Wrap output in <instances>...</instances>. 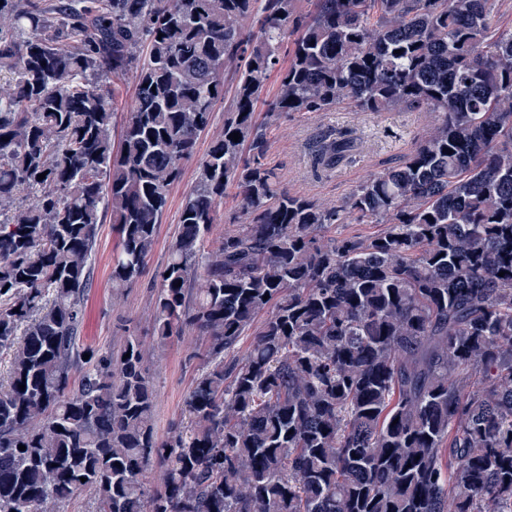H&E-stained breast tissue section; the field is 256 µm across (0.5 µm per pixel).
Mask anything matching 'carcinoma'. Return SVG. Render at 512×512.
<instances>
[{
    "instance_id": "1",
    "label": "carcinoma",
    "mask_w": 512,
    "mask_h": 512,
    "mask_svg": "<svg viewBox=\"0 0 512 512\" xmlns=\"http://www.w3.org/2000/svg\"><path fill=\"white\" fill-rule=\"evenodd\" d=\"M298 2L0 0V512H512V28L494 0ZM131 71L116 142L91 78ZM345 101L436 123L338 207L288 192L268 129ZM356 149L325 135L314 168ZM192 160L153 333L202 369L161 441L134 329L78 340L103 212L121 294ZM350 218L384 228L330 234ZM229 105V94L224 99V104H221L217 108V112H214V120L210 128L201 136L198 143V155L203 156L213 139L223 130L224 128V107L227 108Z\"/></svg>"
}]
</instances>
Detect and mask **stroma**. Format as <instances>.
Segmentation results:
<instances>
[{"instance_id": "35a3bbf8", "label": "stroma", "mask_w": 512, "mask_h": 512, "mask_svg": "<svg viewBox=\"0 0 512 512\" xmlns=\"http://www.w3.org/2000/svg\"><path fill=\"white\" fill-rule=\"evenodd\" d=\"M434 122L430 112H363L344 103L330 112H288L273 125L267 160L277 169L289 192L309 197L319 203L341 204L352 189L369 175L382 172L408 154L424 137ZM347 132L356 138L359 149L349 160L329 173L314 170L310 149L325 133ZM195 177L194 163L184 167L182 179L168 196L157 241L143 273L124 296L112 291V253L118 237L111 219H104L97 229L91 265V287L87 295L86 322L80 347L117 346L120 327L130 324L139 337L145 365L156 388V428L159 438H167L172 423L183 415L185 400L200 361L194 355L196 336L159 343L153 334L155 293L159 273L164 267L169 246L177 232V220L185 194Z\"/></svg>"}]
</instances>
